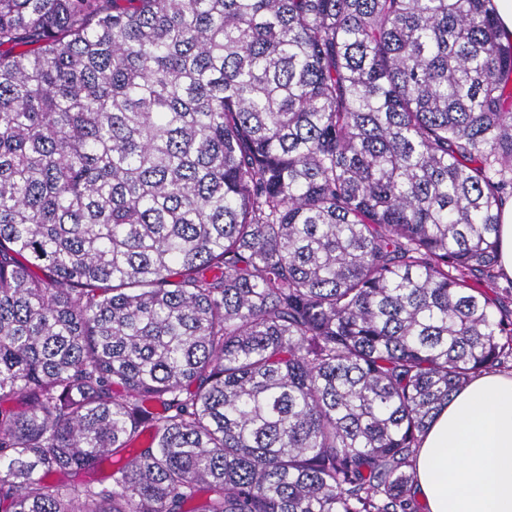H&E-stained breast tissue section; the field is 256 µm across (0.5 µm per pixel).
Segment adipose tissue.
Returning <instances> with one entry per match:
<instances>
[{
    "mask_svg": "<svg viewBox=\"0 0 512 512\" xmlns=\"http://www.w3.org/2000/svg\"><path fill=\"white\" fill-rule=\"evenodd\" d=\"M414 491L427 512H512V375H478L438 412Z\"/></svg>",
    "mask_w": 512,
    "mask_h": 512,
    "instance_id": "obj_1",
    "label": "adipose tissue"
}]
</instances>
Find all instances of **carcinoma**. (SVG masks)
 Listing matches in <instances>:
<instances>
[{
    "label": "carcinoma",
    "instance_id": "1",
    "mask_svg": "<svg viewBox=\"0 0 512 512\" xmlns=\"http://www.w3.org/2000/svg\"><path fill=\"white\" fill-rule=\"evenodd\" d=\"M510 198L494 0H0V512H420Z\"/></svg>",
    "mask_w": 512,
    "mask_h": 512
}]
</instances>
